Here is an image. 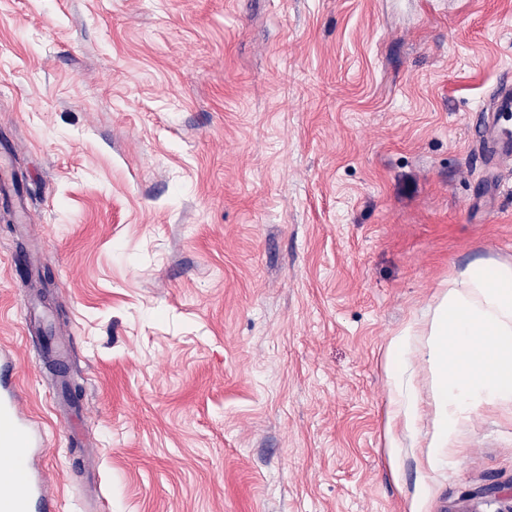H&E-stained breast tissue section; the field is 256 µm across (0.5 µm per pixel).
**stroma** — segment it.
Wrapping results in <instances>:
<instances>
[{"label": "stroma", "mask_w": 512, "mask_h": 512, "mask_svg": "<svg viewBox=\"0 0 512 512\" xmlns=\"http://www.w3.org/2000/svg\"><path fill=\"white\" fill-rule=\"evenodd\" d=\"M507 73L512 0H0V348L62 512H507L512 394L432 447L427 362L512 266ZM490 105L483 107L482 120L473 134L476 152L483 153L492 163L512 157V131L503 128L499 116L512 112V78L503 77L494 87Z\"/></svg>", "instance_id": "35a3bbf8"}]
</instances>
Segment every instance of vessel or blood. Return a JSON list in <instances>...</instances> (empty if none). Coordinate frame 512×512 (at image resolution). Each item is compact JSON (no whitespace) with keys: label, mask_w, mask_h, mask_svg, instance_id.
Masks as SVG:
<instances>
[{"label":"vessel or blood","mask_w":512,"mask_h":512,"mask_svg":"<svg viewBox=\"0 0 512 512\" xmlns=\"http://www.w3.org/2000/svg\"><path fill=\"white\" fill-rule=\"evenodd\" d=\"M511 112L512 78L506 76L494 87L490 104L483 108L482 120L473 134L475 151L490 162L512 157V131L499 123L501 114ZM15 373L12 361L0 357V453L16 463L12 471L15 489L0 495V512H57L46 477L35 464L43 437L22 409Z\"/></svg>","instance_id":"obj_1"}]
</instances>
